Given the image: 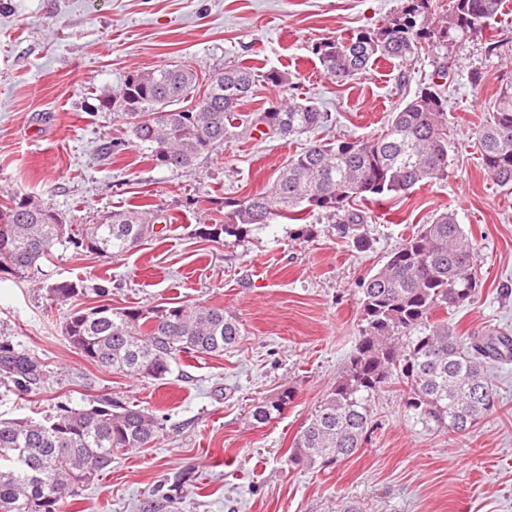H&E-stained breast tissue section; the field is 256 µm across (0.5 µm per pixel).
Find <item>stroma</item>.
I'll return each instance as SVG.
<instances>
[{
	"label": "stroma",
	"mask_w": 512,
	"mask_h": 512,
	"mask_svg": "<svg viewBox=\"0 0 512 512\" xmlns=\"http://www.w3.org/2000/svg\"><path fill=\"white\" fill-rule=\"evenodd\" d=\"M404 0H0V207L25 194L73 229L115 210L149 205L171 222L124 256L58 245L34 278L0 273V336L26 351L43 376L29 389L0 385V417L36 421L58 405L80 409L106 396L152 410L164 430L150 447L112 457L110 470L63 512H512V361H493L496 411L469 435L414 433L389 390L375 402L378 428L362 451L307 470L288 456L294 437L353 349L361 327L359 284L420 225L454 212L479 244L482 282L452 311L459 335L512 336V194L483 169L477 135L502 87L512 84V0L490 29L421 55L407 68L381 61L344 85L327 78L312 48L382 26ZM171 61L211 71L251 67L259 82L248 111L279 100L311 102L332 116L327 138L371 137L388 113L449 74L447 181L364 204L363 243L339 217L313 212L308 239L278 219L241 239L199 236L224 199L265 191L306 136L252 138L173 171L151 161L103 96ZM286 73L273 87L265 72ZM482 80L469 81L471 71ZM122 150L108 152L113 139ZM197 207L185 204L187 197ZM107 281L105 299L54 305L58 280ZM147 309L165 303L223 308L244 326L221 356L182 355L154 380L100 367L62 334L75 308L99 302ZM295 397L279 417L254 424L258 399Z\"/></svg>",
	"instance_id": "obj_1"
}]
</instances>
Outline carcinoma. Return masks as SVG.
I'll return each mask as SVG.
<instances>
[{"instance_id":"cac0c4a2","label":"carcinoma","mask_w":512,"mask_h":512,"mask_svg":"<svg viewBox=\"0 0 512 512\" xmlns=\"http://www.w3.org/2000/svg\"><path fill=\"white\" fill-rule=\"evenodd\" d=\"M433 0H405L382 26L348 38L324 39L314 47L326 75L349 81L379 60L408 65L432 50L481 33L495 20L502 0H448L440 15ZM255 75L240 64L209 72L190 64H163L130 75L102 99L130 120L131 134L152 160L171 170L192 168L224 145L262 130L264 135H302L327 125L331 115L314 104L271 103L240 112L253 96ZM194 94L201 103L184 105ZM447 105L424 88L389 115L377 137L312 142L288 157L268 190L224 200V216L199 234L240 238L251 225L288 216L303 221L314 210L341 215L342 233L360 229L365 217L350 210L355 199L380 202L421 185L448 180ZM484 169L512 194V86L500 90L490 122L479 131ZM166 216L138 206L114 210L78 232L63 217L30 196L0 210V272L33 278L52 249H74L119 257L158 234ZM478 244L455 213L444 211L421 225L386 257L361 285L364 326L336 383L315 406L294 439L290 461L326 469L355 455L376 427L373 403L400 385L405 421L418 433L466 435L496 410V389L484 370L489 358L512 357V340L461 336L445 315L474 300L481 287ZM62 304L80 295L109 294L101 284L60 280L47 286ZM63 336L96 364L143 378L162 379L181 354L222 355L243 336L242 324L224 309L204 305L153 309L108 304L73 311ZM28 353L0 338V384L21 389L40 377ZM295 393L285 389L251 406L250 418L266 424L282 414ZM163 430L153 413L110 399L90 406L60 407L44 421L0 417V512H59L64 500L112 467L114 451L147 447Z\"/></svg>"}]
</instances>
